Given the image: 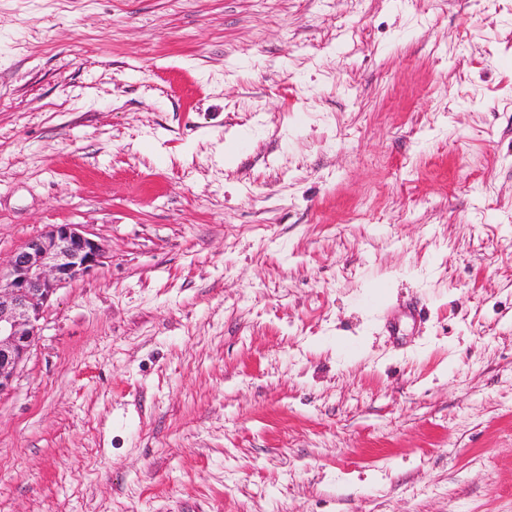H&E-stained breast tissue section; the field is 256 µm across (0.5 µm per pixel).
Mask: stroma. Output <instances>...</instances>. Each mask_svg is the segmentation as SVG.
I'll return each mask as SVG.
<instances>
[{"label":"stroma","mask_w":512,"mask_h":512,"mask_svg":"<svg viewBox=\"0 0 512 512\" xmlns=\"http://www.w3.org/2000/svg\"><path fill=\"white\" fill-rule=\"evenodd\" d=\"M54 224L0 512H512V0H0Z\"/></svg>","instance_id":"obj_1"}]
</instances>
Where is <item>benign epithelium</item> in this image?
<instances>
[{
	"label": "benign epithelium",
	"instance_id": "1",
	"mask_svg": "<svg viewBox=\"0 0 512 512\" xmlns=\"http://www.w3.org/2000/svg\"><path fill=\"white\" fill-rule=\"evenodd\" d=\"M104 251L81 224H54L12 254L0 272V395L34 346L39 321L57 289L101 266Z\"/></svg>",
	"mask_w": 512,
	"mask_h": 512
}]
</instances>
